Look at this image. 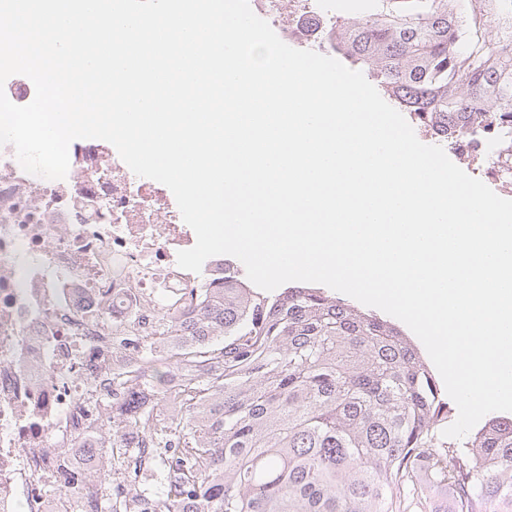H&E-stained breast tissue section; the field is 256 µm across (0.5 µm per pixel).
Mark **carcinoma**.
Segmentation results:
<instances>
[{
  "label": "carcinoma",
  "instance_id": "cac0c4a2",
  "mask_svg": "<svg viewBox=\"0 0 512 512\" xmlns=\"http://www.w3.org/2000/svg\"><path fill=\"white\" fill-rule=\"evenodd\" d=\"M328 47L439 144L512 134V39L483 0H369ZM149 327L112 325V468L130 497L87 512H512V417L442 436L451 407L395 323L326 294L204 274Z\"/></svg>",
  "mask_w": 512,
  "mask_h": 512
}]
</instances>
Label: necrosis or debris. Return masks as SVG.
Wrapping results in <instances>:
<instances>
[{
	"label": "necrosis or debris",
	"mask_w": 512,
	"mask_h": 512,
	"mask_svg": "<svg viewBox=\"0 0 512 512\" xmlns=\"http://www.w3.org/2000/svg\"><path fill=\"white\" fill-rule=\"evenodd\" d=\"M283 42L326 45L305 18L321 0H249ZM62 180L26 173L0 146V512H71L55 498L68 460L81 500L112 439L101 403L112 324L150 317L195 280L177 264L195 238L168 191L137 177L110 143L78 139Z\"/></svg>",
	"instance_id": "1"
}]
</instances>
